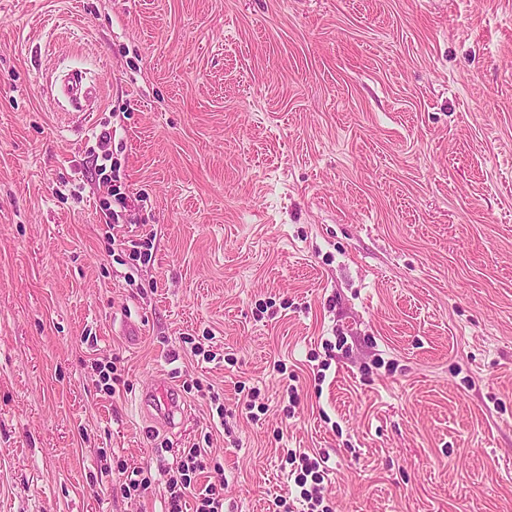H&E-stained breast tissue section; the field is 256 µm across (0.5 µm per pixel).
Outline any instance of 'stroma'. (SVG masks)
I'll return each mask as SVG.
<instances>
[{
    "mask_svg": "<svg viewBox=\"0 0 512 512\" xmlns=\"http://www.w3.org/2000/svg\"><path fill=\"white\" fill-rule=\"evenodd\" d=\"M195 444L224 512L299 449L332 512H512V0H0V512H165ZM97 172L98 175V183L99 188L102 190L103 194H106L105 198V210L108 211L109 215V224L106 222L107 228L109 231H106V240L108 242V250L111 252L112 245L114 246L116 243L118 245H124L125 235L126 233L132 232V230L126 231L128 226L125 224H119V214L117 211L112 212V204L108 200V198H112V174H106V166L100 165ZM121 234V235H120ZM122 237V239H121ZM140 408L144 414L168 425H174L176 414L183 411L179 392L161 381L141 397Z\"/></svg>",
    "mask_w": 512,
    "mask_h": 512,
    "instance_id": "obj_1",
    "label": "stroma"
}]
</instances>
